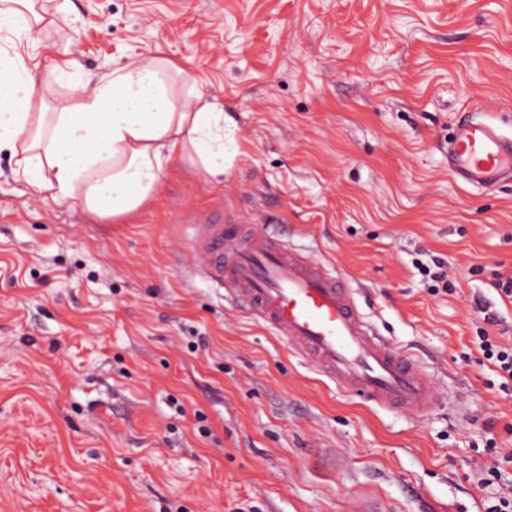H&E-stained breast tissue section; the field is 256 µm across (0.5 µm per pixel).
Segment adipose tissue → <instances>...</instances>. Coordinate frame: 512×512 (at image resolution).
I'll use <instances>...</instances> for the list:
<instances>
[{"label": "adipose tissue", "mask_w": 512, "mask_h": 512, "mask_svg": "<svg viewBox=\"0 0 512 512\" xmlns=\"http://www.w3.org/2000/svg\"><path fill=\"white\" fill-rule=\"evenodd\" d=\"M32 0H0V147L11 150L31 195L50 193L96 219L127 218L155 196L172 160L224 171V104L170 60L134 54L75 103L47 111L44 91L64 73L51 63L34 73L14 51L45 17ZM188 86L175 95L174 77Z\"/></svg>", "instance_id": "1"}]
</instances>
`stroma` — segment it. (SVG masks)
<instances>
[{"label":"stroma","instance_id":"stroma-1","mask_svg":"<svg viewBox=\"0 0 512 512\" xmlns=\"http://www.w3.org/2000/svg\"><path fill=\"white\" fill-rule=\"evenodd\" d=\"M16 46L78 62L53 106L159 54L236 135L222 174L177 159L120 223L29 195L0 150V512H485L478 474L512 453L479 349L512 344V180L459 186L447 141L477 106L512 133V0H68ZM217 207L335 267L442 399L348 394L211 287L188 220Z\"/></svg>","mask_w":512,"mask_h":512}]
</instances>
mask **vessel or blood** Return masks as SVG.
<instances>
[{
    "label": "vessel or blood",
    "mask_w": 512,
    "mask_h": 512,
    "mask_svg": "<svg viewBox=\"0 0 512 512\" xmlns=\"http://www.w3.org/2000/svg\"><path fill=\"white\" fill-rule=\"evenodd\" d=\"M448 171L478 190L512 178V135L483 111L459 120L448 139ZM191 248L198 274L345 392L401 412L439 402L426 368L378 333L336 270L220 209L194 224Z\"/></svg>",
    "instance_id": "vessel-or-blood-1"
}]
</instances>
